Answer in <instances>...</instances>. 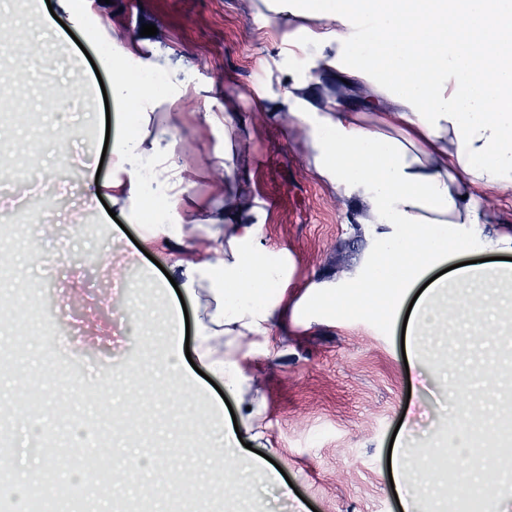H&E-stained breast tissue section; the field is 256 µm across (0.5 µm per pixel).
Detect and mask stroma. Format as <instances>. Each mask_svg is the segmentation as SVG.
Here are the masks:
<instances>
[{"label": "stroma", "instance_id": "obj_1", "mask_svg": "<svg viewBox=\"0 0 512 512\" xmlns=\"http://www.w3.org/2000/svg\"><path fill=\"white\" fill-rule=\"evenodd\" d=\"M50 3L65 24L55 80L61 88L78 90L83 102L64 115L39 111L46 68L30 57L17 64L27 74L30 119L13 117L0 105L7 124L0 153L9 158L8 172L0 173V197L17 195L15 177L28 175L34 187L43 171L58 176L47 187L55 201L54 236L44 238L41 224L23 225V247L15 251L12 266L0 270V308L21 306L12 328L23 336L21 344L0 352V399L15 406L8 453L17 461L0 484L14 488L21 470L37 458L68 457L73 466L44 471L39 483L58 484L80 474L94 492L92 512H115L116 501L136 500L154 475L145 470L132 485L103 494L106 478L95 440L105 436L116 457L183 449L174 464L193 476L197 499L209 502L212 512H225L229 500L236 512H296L250 464L254 449L283 469L294 497L309 512H402L387 459L393 432L405 421L414 433L407 448L411 456L427 444L437 446L441 470L421 483L435 512H445L442 489L461 469L512 494V452L483 444L487 428L512 414V300L491 290L482 296L499 303L501 312L482 344L461 324L456 335L425 338L424 357L450 368L447 387L434 394L405 368L404 314L357 312L311 324L290 320L276 328L273 361L244 359L253 377L244 392L219 393L224 377L214 373L171 391L166 401L144 405L141 420L128 426L102 414L91 397L102 383L133 396L169 372L167 297L159 286L164 274L135 244L149 227L123 205L106 210L83 177L87 163L101 164L104 180L117 170L113 153L104 150L105 137L125 126L127 115L120 101L102 93L111 86L114 69H126L137 84L159 76V83H151L155 97L144 106L150 121L141 150L149 157L166 146L181 158L196 202L190 220L199 235L224 222L217 153L228 144L235 153L237 187L263 226L266 247L284 251L295 289L311 281L349 287L381 251L372 225L363 221L364 207L318 175L306 131L282 104L289 74L304 71L316 53L314 46L296 47L289 39L302 37L315 20L271 18L263 0H93L72 15L66 12L68 0ZM145 24L155 25L156 35H141ZM116 36L136 41L135 57L114 47ZM342 79L333 69L319 72L299 94L320 109L339 101L369 126L397 111L392 98L376 90L363 94L355 82L350 95L334 98L329 88ZM212 98L238 116L232 141L199 117ZM20 143L38 155L42 170L27 173L14 155ZM33 248L49 256L50 264L31 265ZM120 274L136 285L124 298L114 290ZM146 337L155 344L149 356L140 350ZM38 394L52 395L53 401L41 406L43 430L35 438L27 420ZM223 397L235 410L244 401L261 406L260 416L241 434L237 479L226 485L219 480L222 461L210 453L220 439L210 407ZM461 415L479 445L463 462L442 445Z\"/></svg>", "mask_w": 512, "mask_h": 512}]
</instances>
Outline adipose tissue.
Returning a JSON list of instances; mask_svg holds the SVG:
<instances>
[{
	"mask_svg": "<svg viewBox=\"0 0 512 512\" xmlns=\"http://www.w3.org/2000/svg\"><path fill=\"white\" fill-rule=\"evenodd\" d=\"M276 14L311 15L316 28L306 41L319 45L314 67L336 69L375 85L398 109L379 126L368 127L342 110L318 111L294 90L283 103L306 128L318 173L348 198L361 200L374 224L398 229L400 242L388 244L381 262L352 288L316 289L308 285L298 300L288 297L291 276L260 239V224L245 207L224 209L223 232L212 233L201 261L188 265L191 229L173 231L153 224L142 248L154 252L170 270L189 266L193 277L210 283L212 306L199 319L198 361L223 374L236 390L249 386L242 367L241 342L259 338L257 356L275 354L274 327L299 317L312 297L322 306L388 316L409 289L451 257L481 251L492 244L472 230L492 217L472 188H512V0H266ZM114 97L136 115V124L120 134L113 150L123 177L105 182L112 199L133 206L164 204L176 218L189 215L194 198L181 178V163L161 152L142 157V112L151 95L124 72L112 77ZM512 285V263L460 266L436 277L417 297L406 335L420 339L447 322L466 321L470 335H489L485 309L441 296L451 288ZM437 458L424 450L418 458L397 451L394 466L404 493L405 512H428L408 480L416 467L435 472ZM454 498L468 512H499L501 489L491 482L475 487L467 474L452 482Z\"/></svg>",
	"mask_w": 512,
	"mask_h": 512,
	"instance_id": "obj_1",
	"label": "adipose tissue"
}]
</instances>
